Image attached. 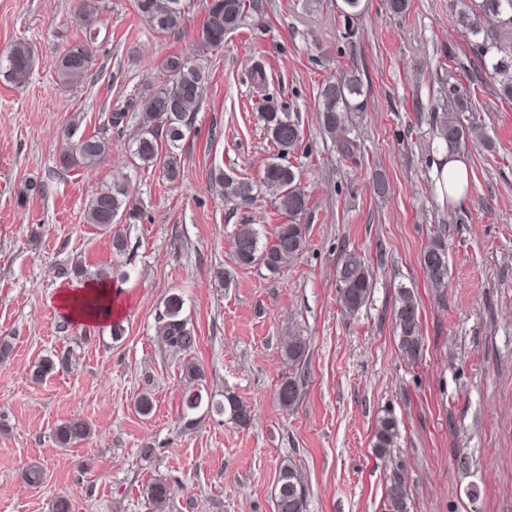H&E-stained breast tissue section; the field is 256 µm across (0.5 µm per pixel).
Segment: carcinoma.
Masks as SVG:
<instances>
[{"instance_id":"1","label":"carcinoma","mask_w":512,"mask_h":512,"mask_svg":"<svg viewBox=\"0 0 512 512\" xmlns=\"http://www.w3.org/2000/svg\"><path fill=\"white\" fill-rule=\"evenodd\" d=\"M340 14L351 24L365 10L363 0H342ZM138 15L154 30L172 33L183 24L182 0H134ZM256 4L249 0H210L202 25L196 34L199 50L209 51L224 44V38L245 24ZM459 27L471 35L469 51L481 62L486 76L497 86L498 95L512 101V0H459L455 9ZM37 57L31 44L14 42L0 59V73L16 85L26 83ZM92 57L84 44L67 48L54 62V70L61 85L71 87L86 79ZM211 75L207 66L197 61L172 56L162 66V80L147 87L137 98L126 102L117 112L110 113L108 123L118 128L130 121L137 127L131 148L144 169H161L169 180L179 176L177 149L186 132L192 128L196 112L201 108L208 92ZM445 103L433 108L434 135L450 156L459 153L471 138L470 128L458 118L460 112L474 110L471 93L456 84H448L444 91ZM367 111L363 82L352 70L324 80L318 88V112L323 133L336 145L341 157L350 159L360 152V142L354 134L352 114ZM264 120L277 154L264 165L261 185L274 197L286 221L277 225L272 237L263 240L250 224H242L234 235V253L242 266L258 264L272 274L296 261L307 244L308 226L298 222L309 209L310 197L298 184L297 173L288 163V156L302 140L299 124L284 111L278 100L263 98ZM112 151L111 140L104 135L75 137L69 128L59 155V165L67 171L98 164ZM224 199L229 203L247 201L252 197L250 181L225 175L221 178ZM138 207L130 199L129 189L122 178L97 192L85 208L87 223L107 230L126 218L136 217ZM439 256L434 266H425L429 283L436 291L448 287V255L438 240L427 246L424 254ZM339 296L344 309L357 312L368 300L372 288V271L357 251H346L338 267ZM181 299L167 300L166 311L158 322L157 336L175 352H189L197 344V337L181 318ZM394 321L398 333V346L407 359L414 363L420 358L422 336L420 309L413 290L398 289L394 307ZM283 352L288 364L295 368L304 361L306 339L286 337ZM301 377L292 373L285 376L276 391V400L282 410H293L298 396H288V387L298 388ZM227 404L216 405L219 412H229L240 425L250 421L247 405L230 396ZM91 434V427L83 419L70 418L54 428L57 444L68 448ZM400 438L396 417L387 412L376 422L372 448L379 456H386L397 447ZM146 498L155 512H165L170 500L167 480L156 478L145 489ZM307 489L296 469L284 464L279 472L275 512H306ZM388 512H409V491L405 480L394 475L386 489Z\"/></svg>"}]
</instances>
